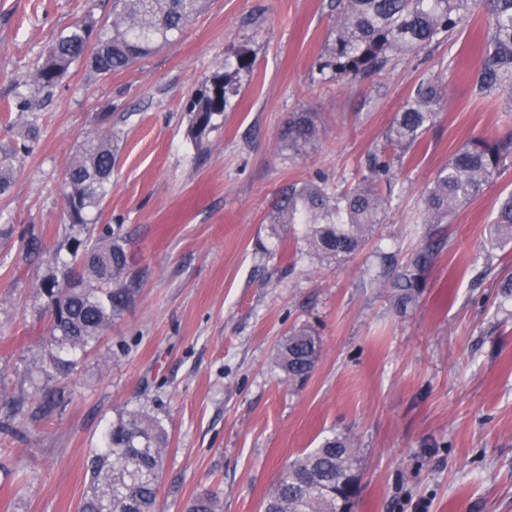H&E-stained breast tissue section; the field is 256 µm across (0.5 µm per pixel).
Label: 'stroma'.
I'll return each instance as SVG.
<instances>
[{"label":"stroma","instance_id":"obj_1","mask_svg":"<svg viewBox=\"0 0 512 512\" xmlns=\"http://www.w3.org/2000/svg\"><path fill=\"white\" fill-rule=\"evenodd\" d=\"M111 16L112 0H0V147L19 158L0 192V512H77L88 457L134 409L167 430L160 512L207 492L222 512H262L288 462L335 433L361 458L357 512H512V296L500 288L512 236L496 223L512 172L433 229L443 245L407 314L393 310L380 265L423 245L427 187L456 148L512 129L499 99L470 96L483 20L349 80L324 65L335 0H207L176 43L130 68L99 76L83 59L39 91L48 48ZM240 53L252 65L232 71L236 96L194 140L191 100ZM422 80L441 81L442 109L377 181L390 203L355 258L321 259L301 229L267 224L291 184L354 188ZM293 112L312 113L317 128L297 150L283 138ZM106 132L112 191L93 224L71 225L67 164ZM108 228L138 292L62 374L48 357L42 284L73 263L74 240ZM303 325L322 352L296 382L276 352ZM48 382L65 389L51 417L38 409Z\"/></svg>","mask_w":512,"mask_h":512}]
</instances>
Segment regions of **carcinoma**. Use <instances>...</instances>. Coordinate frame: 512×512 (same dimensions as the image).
I'll return each mask as SVG.
<instances>
[{"label": "carcinoma", "mask_w": 512, "mask_h": 512, "mask_svg": "<svg viewBox=\"0 0 512 512\" xmlns=\"http://www.w3.org/2000/svg\"><path fill=\"white\" fill-rule=\"evenodd\" d=\"M205 0H113L112 21L100 27L77 24L46 53L34 75L39 90L51 93L70 67L89 57L99 75L126 70L136 60L178 40L202 11ZM336 26L328 43L326 65L339 77L365 79L385 69L396 57L425 49L468 26L475 12L488 19L481 59L470 77L476 99L504 97L512 112V0H336ZM237 88L227 74H215L210 84L190 103V133L202 139L215 118L224 114ZM444 92L442 84L420 83L402 110L396 113L383 146L368 159L367 174L353 190L331 192L320 182L292 185L280 194L267 216L280 226L300 224L313 250L338 261L355 257L371 229L382 223L388 199L374 182L389 169L387 151L411 148L434 124ZM315 124L309 112L288 117V146L310 141ZM112 134L87 139L67 166L65 206L73 224L86 223L112 187L114 166ZM16 156L0 153V192L11 183ZM512 169V131L498 140L472 137L463 142L439 170L424 199L421 221L446 224L484 187ZM441 242L433 240L410 261L389 268L394 308L400 315L417 303L426 271ZM81 270L60 284L46 280L42 288L53 301L51 361L58 370L69 367L59 353L85 350L121 316L137 293L128 274L123 240L107 232L86 252ZM321 345L314 330H291L280 343L276 359L291 380H304L317 365ZM64 392L43 387L40 410L52 413ZM167 444L162 422L140 410L122 413L112 421L103 448L87 460L89 490L78 512H158V487ZM360 469L359 452L350 439L335 435L295 457L282 472L264 512H337L336 493L350 490ZM187 512H221L217 496L203 494L187 505Z\"/></svg>", "instance_id": "1"}]
</instances>
